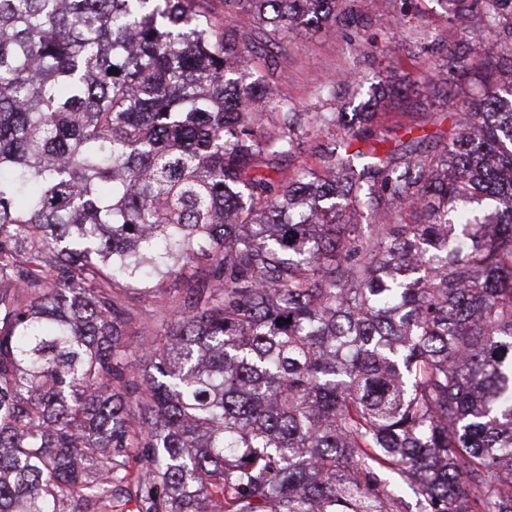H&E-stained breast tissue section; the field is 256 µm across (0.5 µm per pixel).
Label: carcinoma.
<instances>
[{"label": "carcinoma", "mask_w": 512, "mask_h": 512, "mask_svg": "<svg viewBox=\"0 0 512 512\" xmlns=\"http://www.w3.org/2000/svg\"><path fill=\"white\" fill-rule=\"evenodd\" d=\"M208 2L0 0V512H512V0L414 137L275 92L346 0ZM184 288H186V282L174 279L168 280L161 286V289L158 292L159 298H157L155 303L150 306H137L139 317L129 329L131 343L136 344L141 339L152 337L140 336V331L142 330L150 332L160 330L161 325L165 323L167 319V307L170 305V302L174 300V298L171 297L183 293Z\"/></svg>", "instance_id": "1"}]
</instances>
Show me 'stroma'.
I'll return each instance as SVG.
<instances>
[{"label":"stroma","instance_id":"35a3bbf8","mask_svg":"<svg viewBox=\"0 0 512 512\" xmlns=\"http://www.w3.org/2000/svg\"><path fill=\"white\" fill-rule=\"evenodd\" d=\"M356 7L370 20L366 55H358L343 30L336 27L296 38L279 60L274 71L276 88L300 110L320 111L322 102L316 98V90L353 67L362 79L360 86L348 91L349 99L356 103L365 99L370 86L393 77L441 74L445 48L464 39L463 22H449L437 0H358ZM400 25L429 32L441 40L442 49L413 47L393 39L392 34ZM184 288L183 281L168 280L155 303L140 307L129 330L132 342H139L142 332L160 330L172 297L183 293Z\"/></svg>","mask_w":512,"mask_h":512}]
</instances>
